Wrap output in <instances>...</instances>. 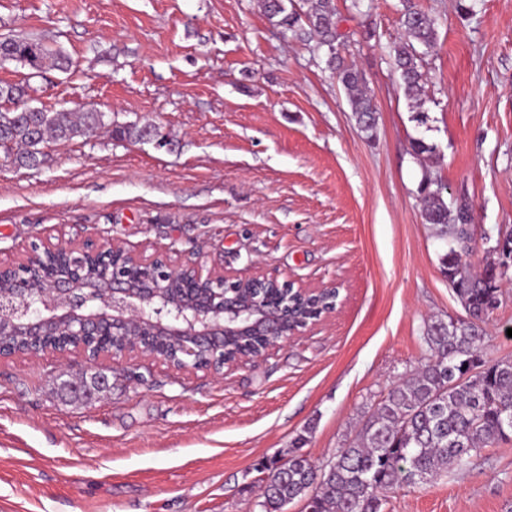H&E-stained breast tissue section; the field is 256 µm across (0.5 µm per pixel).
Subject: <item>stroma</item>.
Wrapping results in <instances>:
<instances>
[{"instance_id": "35a3bbf8", "label": "stroma", "mask_w": 512, "mask_h": 512, "mask_svg": "<svg viewBox=\"0 0 512 512\" xmlns=\"http://www.w3.org/2000/svg\"><path fill=\"white\" fill-rule=\"evenodd\" d=\"M441 17L424 58L427 127L412 121L388 51L399 0H336L339 48L377 106L361 132L346 93L309 45L284 41L261 0H0V34L70 58L0 65L27 104L153 123L158 150L98 130L45 149L40 168L0 152V262L31 242L87 239L144 256L279 274L336 287L333 313L268 359L223 377L137 358L154 382L103 358L0 359V512H260L263 465L295 439L323 464L427 356L429 326L465 311L440 272L445 248L423 219L428 175L467 200L470 260L512 227V0H419ZM436 144L431 159L409 142ZM512 284L486 325L483 356L512 360ZM112 377L91 404L52 375ZM381 512H512V439L462 469L388 494Z\"/></svg>"}]
</instances>
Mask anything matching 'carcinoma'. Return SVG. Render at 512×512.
<instances>
[{
    "label": "carcinoma",
    "instance_id": "carcinoma-1",
    "mask_svg": "<svg viewBox=\"0 0 512 512\" xmlns=\"http://www.w3.org/2000/svg\"><path fill=\"white\" fill-rule=\"evenodd\" d=\"M269 22L283 39L315 41L325 51L328 66L345 89L356 123L371 135L377 107L364 79L336 52L340 33L335 0H310L307 10L295 0H262ZM403 38L390 50L405 98L412 102L413 121L427 124L421 93L425 74L421 61L436 44L438 18L411 0H403ZM13 60L40 70L51 59L69 58L42 41L0 35V50ZM23 86L0 83V100L24 97ZM102 112H71L45 108L0 110V138L15 146L13 162L37 168L44 162V138L65 143L108 126ZM116 136L143 143L169 144L160 127L145 123L112 126ZM423 218L433 226L446 251L440 256L441 274L465 310L466 317L432 325L426 343L430 355L407 380L382 397L360 432L336 449L321 466L310 462L297 447L288 461L273 460L265 467L261 512H286L288 505L305 501L306 512H381L393 489L430 483L442 470L462 468L472 457L512 438V361H487L482 356L481 324L497 309L502 283L512 280V260L489 262L482 272L470 270L472 251L470 205L463 200L448 206L437 181L421 183Z\"/></svg>",
    "mask_w": 512,
    "mask_h": 512
}]
</instances>
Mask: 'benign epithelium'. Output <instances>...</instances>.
<instances>
[{"mask_svg": "<svg viewBox=\"0 0 512 512\" xmlns=\"http://www.w3.org/2000/svg\"><path fill=\"white\" fill-rule=\"evenodd\" d=\"M0 358L18 337L40 339L27 355L76 354L93 365L102 357H147L182 373L214 378L224 369L267 358L314 324L290 323L288 310L268 297L315 301L335 288H296L273 273L230 276L194 261L174 264L136 255L115 243L86 240L54 246L33 243L26 262L0 264ZM243 336H262L257 352L240 355ZM71 388L91 401L112 389L106 375Z\"/></svg>", "mask_w": 512, "mask_h": 512, "instance_id": "7a95c632", "label": "benign epithelium"}]
</instances>
